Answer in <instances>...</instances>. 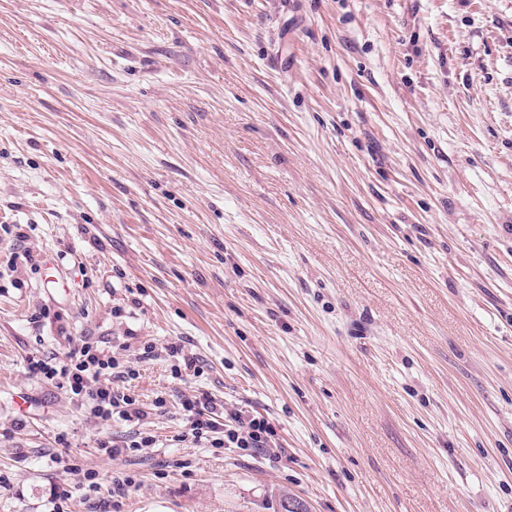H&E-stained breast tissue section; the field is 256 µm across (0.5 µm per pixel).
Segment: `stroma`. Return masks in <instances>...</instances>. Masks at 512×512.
<instances>
[{
  "mask_svg": "<svg viewBox=\"0 0 512 512\" xmlns=\"http://www.w3.org/2000/svg\"><path fill=\"white\" fill-rule=\"evenodd\" d=\"M84 336L143 421L27 372ZM196 391L270 448L187 436ZM284 493L512 512V0H0V512ZM152 437H140L138 440H130L123 441V444H114V441H112V444L110 442L101 444V450L104 451L105 455H107L109 458H117L120 456H128L129 454L136 452L139 450V448L148 447V444H152L154 442Z\"/></svg>",
  "mask_w": 512,
  "mask_h": 512,
  "instance_id": "stroma-1",
  "label": "stroma"
}]
</instances>
